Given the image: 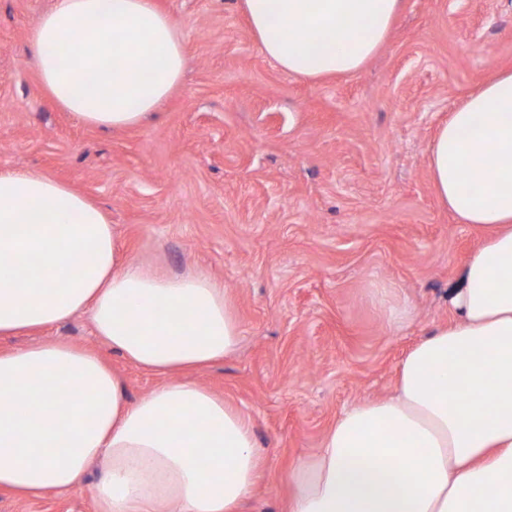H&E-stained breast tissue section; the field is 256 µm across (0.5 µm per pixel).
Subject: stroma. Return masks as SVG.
Here are the masks:
<instances>
[{"label": "stroma", "instance_id": "1", "mask_svg": "<svg viewBox=\"0 0 512 512\" xmlns=\"http://www.w3.org/2000/svg\"><path fill=\"white\" fill-rule=\"evenodd\" d=\"M185 38L184 79L158 116L119 132L82 124L43 89L30 33L52 0H0V170L63 181L108 213L123 253L224 286L242 324L195 378L251 418L266 465L245 512H282L292 467L341 411L388 395L406 353L453 318L448 292L479 232L441 206L427 155L438 125L512 70V0H404L357 73L284 72L238 0H155ZM98 353L130 398L159 376L96 338L86 316L0 340ZM0 512H95L89 487Z\"/></svg>", "mask_w": 512, "mask_h": 512}]
</instances>
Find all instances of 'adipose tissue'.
<instances>
[{"instance_id": "adipose-tissue-1", "label": "adipose tissue", "mask_w": 512, "mask_h": 512, "mask_svg": "<svg viewBox=\"0 0 512 512\" xmlns=\"http://www.w3.org/2000/svg\"><path fill=\"white\" fill-rule=\"evenodd\" d=\"M241 5L263 53L316 80L359 71L402 0ZM30 41L54 102L115 131L161 110L186 64L155 0H54ZM428 169L440 203L484 233L449 294L455 318L409 350L390 396L343 410L289 472V512H512L511 70L449 113ZM79 314L161 382L132 401L95 352L56 341L0 351V489L79 490L96 464L97 512H242L262 466L252 422L191 377L240 343L226 291L124 257L103 211L69 185L0 170V338Z\"/></svg>"}]
</instances>
